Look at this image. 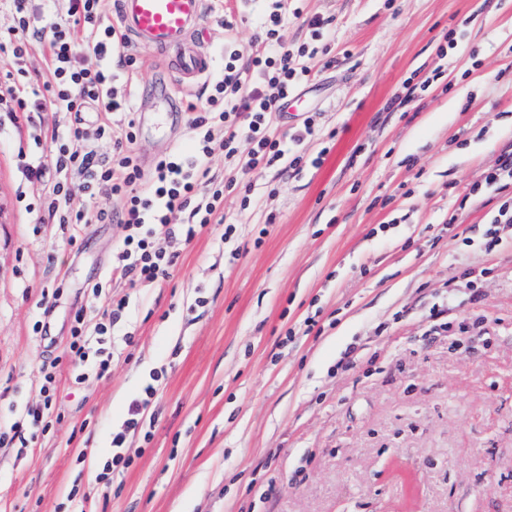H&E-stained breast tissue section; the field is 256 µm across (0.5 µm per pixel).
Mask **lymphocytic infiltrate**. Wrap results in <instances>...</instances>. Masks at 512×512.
<instances>
[{"instance_id": "lymphocytic-infiltrate-1", "label": "lymphocytic infiltrate", "mask_w": 512, "mask_h": 512, "mask_svg": "<svg viewBox=\"0 0 512 512\" xmlns=\"http://www.w3.org/2000/svg\"><path fill=\"white\" fill-rule=\"evenodd\" d=\"M302 12L298 0H267L257 19L259 48L248 65H239L236 52L225 51L207 79L205 101L189 104L192 149H174L146 172L133 149L138 130L123 71L112 68L123 41L117 27L105 20L103 0H44L38 19L29 0H0V14L9 17L8 25L0 27V125L27 128L40 150L36 157L19 151L18 158L24 179L44 186L37 203L44 219L58 225L71 244L87 225H122L111 269L132 287L166 283L184 248L209 225H223L224 238H231L236 226L224 213V194L239 183H212L213 159L233 160L244 175L297 170L307 162L302 145L312 135V125L282 132L271 119L301 85L316 78L303 62L307 48L290 49L280 36L289 17ZM35 45L46 65L42 72L30 65ZM92 105L104 114L94 127L81 119ZM63 113L70 122H60ZM207 182L211 190L200 192V184ZM77 183L87 189L79 200L72 193ZM485 185L507 197L484 236L485 249L492 251L500 244L496 225L512 223L511 149L499 156ZM102 195L121 200L120 211L97 207L95 200ZM173 214L178 223H170ZM124 312V301L112 299L98 309L75 311L67 345L75 383L85 382L86 370L99 375L111 371L112 351L105 338ZM57 372V363L44 366L41 402L0 426L1 448H25L27 433L49 432L60 421L54 402ZM155 392L147 386L129 401L122 424L112 432L114 454L98 481H108L110 473L128 465L121 450L129 438L145 434Z\"/></svg>"}]
</instances>
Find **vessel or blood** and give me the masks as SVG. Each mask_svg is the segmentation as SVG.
<instances>
[{
    "instance_id": "1",
    "label": "vessel or blood",
    "mask_w": 512,
    "mask_h": 512,
    "mask_svg": "<svg viewBox=\"0 0 512 512\" xmlns=\"http://www.w3.org/2000/svg\"><path fill=\"white\" fill-rule=\"evenodd\" d=\"M114 11L128 46L171 52L178 70L189 76L211 70V56L188 46L203 23L206 0H114Z\"/></svg>"
}]
</instances>
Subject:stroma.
Instances as JSON below:
<instances>
[{"instance_id":"obj_1","label":"stroma","mask_w":512,"mask_h":512,"mask_svg":"<svg viewBox=\"0 0 512 512\" xmlns=\"http://www.w3.org/2000/svg\"><path fill=\"white\" fill-rule=\"evenodd\" d=\"M305 10L328 19L329 51L305 57L315 81L272 120L288 132L313 119L303 150L321 164L250 175L249 207L225 194L235 235L209 225L162 287L113 280L127 307L112 371L81 385L71 317L100 306L91 287L123 229L62 241L29 208L43 187L16 165L26 132L0 129V424L40 402L54 360L62 415L26 456L0 447V512H73L74 490L86 512H512V223L494 251L481 243L501 203L484 177L512 144V74L499 77L512 0ZM136 56L128 93L151 79L185 105L203 94L170 54ZM436 68L450 90L388 110L405 80ZM178 145L192 146L183 111L140 130L135 149L147 171ZM350 346L362 356L341 365ZM150 384L151 442L130 441L132 465L98 483L80 450L110 457L113 427Z\"/></svg>"}]
</instances>
